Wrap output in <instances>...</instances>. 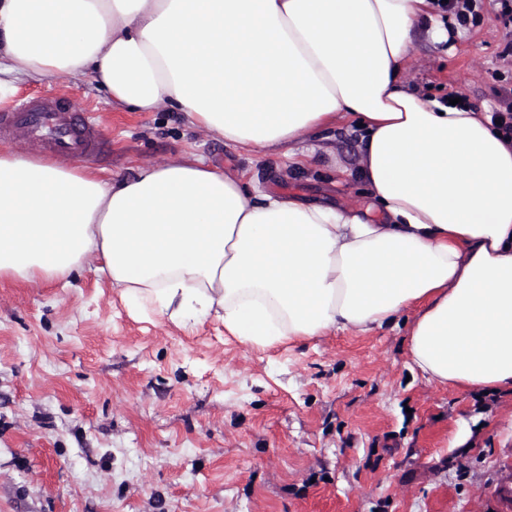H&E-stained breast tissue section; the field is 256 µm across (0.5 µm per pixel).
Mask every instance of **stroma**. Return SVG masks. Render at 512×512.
I'll return each instance as SVG.
<instances>
[{
    "instance_id": "35a3bbf8",
    "label": "stroma",
    "mask_w": 512,
    "mask_h": 512,
    "mask_svg": "<svg viewBox=\"0 0 512 512\" xmlns=\"http://www.w3.org/2000/svg\"><path fill=\"white\" fill-rule=\"evenodd\" d=\"M497 10L486 0L441 45L418 32L410 85L498 107L512 56ZM0 81V111L63 94L98 125L112 152L82 166L99 175L197 154L266 192L380 218L348 122L312 132L318 153L297 168L179 112L112 109L89 73ZM96 267L0 280V512H512V397L411 370L406 318L253 348L215 316L174 320L124 297Z\"/></svg>"
}]
</instances>
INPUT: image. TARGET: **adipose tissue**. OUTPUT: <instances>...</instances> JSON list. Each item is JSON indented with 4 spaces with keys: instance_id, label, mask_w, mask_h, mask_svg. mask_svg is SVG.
<instances>
[{
    "instance_id": "obj_1",
    "label": "adipose tissue",
    "mask_w": 512,
    "mask_h": 512,
    "mask_svg": "<svg viewBox=\"0 0 512 512\" xmlns=\"http://www.w3.org/2000/svg\"><path fill=\"white\" fill-rule=\"evenodd\" d=\"M422 28L442 41L433 0H0L11 70L92 73L112 107L180 112L299 167L315 156L303 134L354 121L381 215L196 156L106 179L0 150V280H61L93 256L133 298L262 348L408 313L427 381L512 393V141L404 80Z\"/></svg>"
}]
</instances>
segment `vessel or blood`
<instances>
[{
  "label": "vessel or blood",
  "mask_w": 512,
  "mask_h": 512,
  "mask_svg": "<svg viewBox=\"0 0 512 512\" xmlns=\"http://www.w3.org/2000/svg\"><path fill=\"white\" fill-rule=\"evenodd\" d=\"M11 136L63 160L100 158L109 151L99 128L63 96L25 100L1 112L0 137Z\"/></svg>",
  "instance_id": "b4317fda"
}]
</instances>
